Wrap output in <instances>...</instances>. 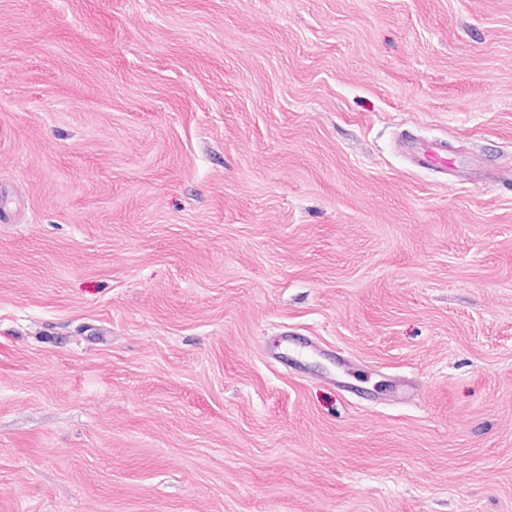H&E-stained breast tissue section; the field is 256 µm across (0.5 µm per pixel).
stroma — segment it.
I'll return each mask as SVG.
<instances>
[{
	"mask_svg": "<svg viewBox=\"0 0 512 512\" xmlns=\"http://www.w3.org/2000/svg\"><path fill=\"white\" fill-rule=\"evenodd\" d=\"M0 512H512V0H0ZM401 146L407 158L418 168H449L456 179L465 175L463 165L448 159V145L444 141L424 142L412 135H405Z\"/></svg>",
	"mask_w": 512,
	"mask_h": 512,
	"instance_id": "1",
	"label": "stroma"
}]
</instances>
